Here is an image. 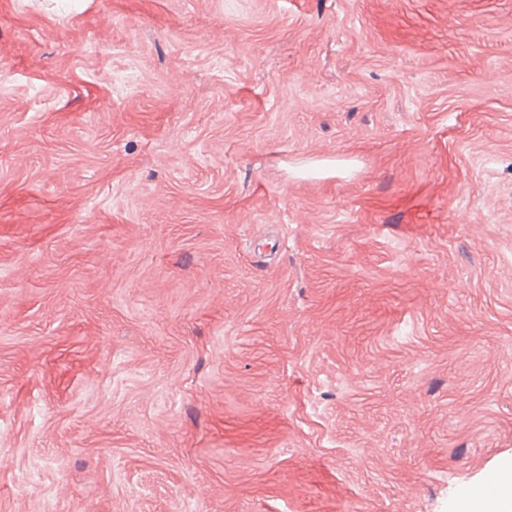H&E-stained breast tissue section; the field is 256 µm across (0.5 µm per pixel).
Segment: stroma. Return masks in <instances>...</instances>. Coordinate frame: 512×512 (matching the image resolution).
Masks as SVG:
<instances>
[{
    "mask_svg": "<svg viewBox=\"0 0 512 512\" xmlns=\"http://www.w3.org/2000/svg\"><path fill=\"white\" fill-rule=\"evenodd\" d=\"M511 457L512 0H0V512Z\"/></svg>",
    "mask_w": 512,
    "mask_h": 512,
    "instance_id": "35a3bbf8",
    "label": "stroma"
}]
</instances>
